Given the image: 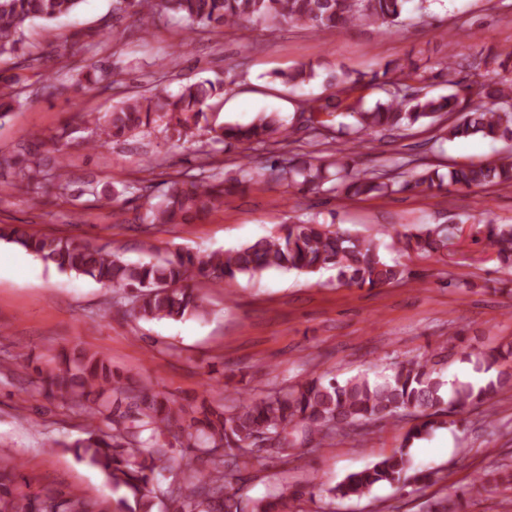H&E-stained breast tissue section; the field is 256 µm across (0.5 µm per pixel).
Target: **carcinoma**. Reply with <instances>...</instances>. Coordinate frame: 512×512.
Instances as JSON below:
<instances>
[{
    "label": "carcinoma",
    "mask_w": 512,
    "mask_h": 512,
    "mask_svg": "<svg viewBox=\"0 0 512 512\" xmlns=\"http://www.w3.org/2000/svg\"><path fill=\"white\" fill-rule=\"evenodd\" d=\"M82 0H0V62L17 57L23 49L25 30L36 21L51 22L79 10ZM410 0H113L112 12L139 17L144 31L156 18L170 13L189 32L222 34L244 23L267 30L283 25L315 32L340 30L368 22L393 27L403 23ZM461 43L448 34V63L437 77L450 91L435 96L426 91V71L414 61L386 64L374 73L388 96L384 103L365 109L361 100L350 101L360 80L346 70L332 75L327 88L336 92L304 99L290 124L278 113L262 112L247 124H210L212 101L224 95L226 84L210 80L186 82L174 92L154 89L133 92L102 115L85 114L92 125L87 146L93 150L114 139L134 137L151 126H162L167 137L196 146V152L213 156L219 147L234 143L266 146L286 141L304 125L306 113L328 114L342 108L356 120V137L350 145L324 155L308 151L297 158H284L269 168L271 179L309 192H340L347 196L386 195L440 188L443 181L461 187L512 185V153L495 162L463 166L443 176L425 168L401 181L356 168L351 156L375 132H399L415 124L438 121L445 115L458 118L443 128L448 139L480 136L512 139V59L488 55L468 67L493 71L494 83H465L459 78L457 58ZM291 88L315 80L310 64L274 73ZM0 118L20 104L16 74L0 78ZM16 167L27 192L37 194L45 174L31 151L11 158L0 157V170ZM260 175L250 163L233 173L203 169L197 175L170 180L162 199L150 201L151 186L136 184L125 191L144 200L133 222L137 228L154 224H191L217 209L230 194ZM497 259L512 265V224L488 222L481 228ZM0 239L14 243L62 272L86 276L109 288L133 294L129 315L146 320H179L205 314L193 282L218 281L228 286L243 275L254 276L269 269L314 273L323 268L336 271L344 284L362 287L384 285L404 278V270L388 262L371 238L352 235L319 223L313 218L285 223L281 232L232 250L210 253L177 252L148 261L127 262L107 250L71 237L38 236L21 225L0 227ZM404 247L421 253H437L446 246L447 232L423 226L402 235ZM460 352L457 345L442 342L441 352L400 364L373 380L353 376L339 381L324 375L307 378L284 392L262 399L245 397L238 405L202 401L192 407L161 393L135 390L123 375L97 354L62 355L58 366L44 373L37 370L36 390L62 407L82 409L90 422L102 421L108 430L96 428L84 439L69 444L77 460L100 470L115 491L117 512H148L155 494L154 480L165 469L172 448H185L186 467L197 463L209 467L208 478L192 484L184 493H171L172 512H243L235 485L250 479L253 461L266 455L288 452V430L315 440L314 448L332 445L338 434L356 432L372 421L396 422L412 416L417 423L406 434V446L366 468L352 472L328 489L330 498L363 497L382 484L426 486L438 480L436 473L413 467L409 445L447 424V415H464L482 407L494 414L498 394L512 388V345L492 348L476 356L477 377L455 381L450 394L443 369ZM132 422L133 427L126 426ZM13 457L0 458V512H89L80 497L46 490L32 494L17 485ZM303 495L299 489L267 494L250 502L251 512H289L290 501Z\"/></svg>",
    "instance_id": "obj_1"
}]
</instances>
